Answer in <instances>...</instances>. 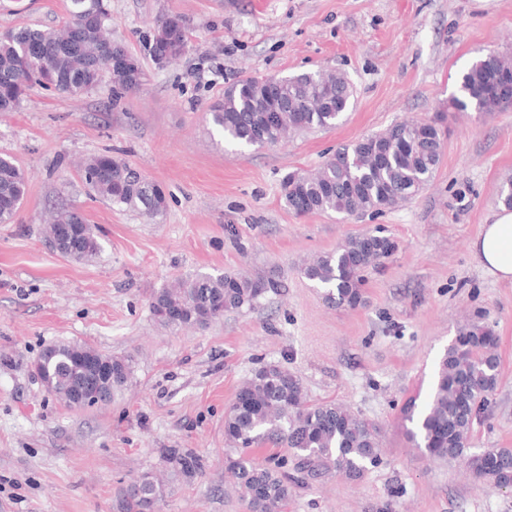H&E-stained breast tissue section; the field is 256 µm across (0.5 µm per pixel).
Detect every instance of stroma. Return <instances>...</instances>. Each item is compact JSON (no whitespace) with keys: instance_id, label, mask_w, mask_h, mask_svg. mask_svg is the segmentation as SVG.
<instances>
[{"instance_id":"obj_1","label":"stroma","mask_w":512,"mask_h":512,"mask_svg":"<svg viewBox=\"0 0 512 512\" xmlns=\"http://www.w3.org/2000/svg\"><path fill=\"white\" fill-rule=\"evenodd\" d=\"M113 39L143 69L139 90L115 97L110 78L81 97L30 89L0 112V155L26 193L0 224V512H118L134 479L164 485L156 512H247L226 469L224 411L256 370L298 375L308 401L336 402L371 422L383 462L357 480L305 477L290 512H512V489L436 461L407 435L404 409L423 408L438 361L465 321L499 337V384L474 422L471 452L512 448V281L486 275L468 244L512 177V107L486 116L448 103L462 72L490 51L512 56V0H106ZM69 0H0V35L52 28ZM173 15L187 25L183 57L156 63L151 45ZM332 70L353 106L329 130L275 147L225 144L211 120L224 90L247 76ZM441 119L444 154L430 184L379 214H295L281 181L311 172L336 148L406 120ZM127 162L166 194L157 219L91 194L79 165ZM74 207L100 251L59 255L45 238L55 208ZM381 226L398 250L366 275L364 306H329L301 262ZM199 271L271 273L281 282L256 308L207 328L171 329L154 292ZM71 343L131 357L133 376L111 404L73 409L32 365ZM180 448L200 467L166 461Z\"/></svg>"}]
</instances>
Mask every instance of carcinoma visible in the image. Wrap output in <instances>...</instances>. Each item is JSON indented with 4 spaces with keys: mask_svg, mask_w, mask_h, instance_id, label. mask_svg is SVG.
<instances>
[{
    "mask_svg": "<svg viewBox=\"0 0 512 512\" xmlns=\"http://www.w3.org/2000/svg\"><path fill=\"white\" fill-rule=\"evenodd\" d=\"M109 13L105 0H70L65 26L80 25L73 34L77 49L62 45L66 32L22 27L0 38V112H15L26 91L33 86L53 89L71 97L85 94L106 71L112 46L120 45L108 35ZM37 39L49 48L42 60L30 58L25 44ZM175 45L180 56L187 46L186 22L179 15L168 17L155 34L154 58ZM512 72V57L487 53L476 58L462 73L459 93L452 99L456 110L469 107L481 114L502 109L500 98L488 94V84L497 74ZM139 61L115 93L136 91L142 83ZM288 100L277 127L265 123L271 101L270 78L247 77L224 91V101L211 110L213 124L224 141L238 146L262 147L279 143L291 132L330 129L341 120L354 98L350 80L333 71L303 73L283 85ZM444 151L442 132L434 122L394 123L384 131L363 137L336 149L314 173L290 172L282 180V196L288 209L297 214L336 213L346 216L379 214L408 201L434 178ZM103 157L90 159L84 167L89 190L122 209L155 218L167 208L164 191L128 163ZM26 181L16 161L0 156V224H8L24 197ZM77 211L62 206L49 225L83 224ZM398 248L394 239L380 229L348 238L336 249L317 255L299 273L323 289L325 299L340 307L356 308L364 303V274L390 257ZM100 244L92 227L80 259L96 256ZM280 287L268 276L224 272H197L176 284L156 291L151 301L153 316L171 327L172 308L183 314L182 327L206 328L224 314L245 306L254 307L266 293ZM53 394L68 401L76 383L71 362L77 346L50 347ZM82 351L119 367L118 375L102 383L90 405L108 403L132 377L131 360L102 354L84 347ZM500 355L498 337L488 326L473 321L458 328L437 364L436 381L424 409L410 410L406 419L414 423L411 440L436 460L462 459L475 479L491 489L512 488V448H487L467 453L473 423L489 396L497 389ZM224 439L240 450L229 460V470L248 495L249 512H288L292 484L302 474L334 469L359 477L382 463L374 426L335 402L309 404L301 379L279 365L257 370L239 387L224 415ZM269 445L286 448L297 460L296 473L279 465L260 464L248 454L252 448ZM166 459L182 472L196 468V458L170 448ZM163 499L162 485L151 476H141L124 490L120 512H154Z\"/></svg>",
    "mask_w": 512,
    "mask_h": 512,
    "instance_id": "carcinoma-1",
    "label": "carcinoma"
}]
</instances>
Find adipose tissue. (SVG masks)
Masks as SVG:
<instances>
[{"label":"adipose tissue","mask_w":512,"mask_h":512,"mask_svg":"<svg viewBox=\"0 0 512 512\" xmlns=\"http://www.w3.org/2000/svg\"><path fill=\"white\" fill-rule=\"evenodd\" d=\"M469 250L484 272L497 280H512V210L500 207L471 239Z\"/></svg>","instance_id":"1"}]
</instances>
